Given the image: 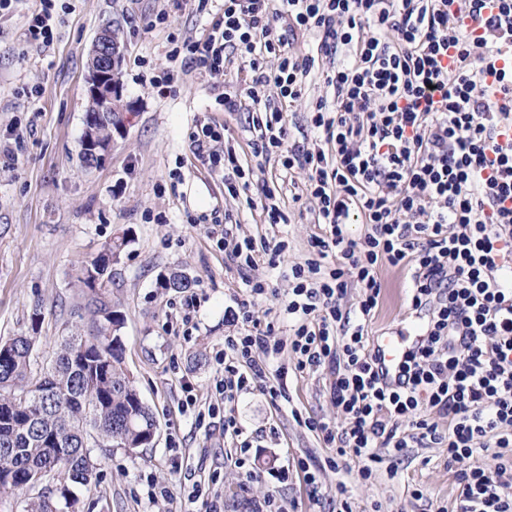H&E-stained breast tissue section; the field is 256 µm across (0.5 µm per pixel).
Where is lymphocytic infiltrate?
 <instances>
[{
    "label": "lymphocytic infiltrate",
    "instance_id": "f902f5d3",
    "mask_svg": "<svg viewBox=\"0 0 512 512\" xmlns=\"http://www.w3.org/2000/svg\"><path fill=\"white\" fill-rule=\"evenodd\" d=\"M484 32L467 36L451 22L455 5ZM224 0L205 38L170 36L172 58L187 68L223 72L244 59L247 74L224 92L228 112L252 113L260 135L254 156L305 170L302 192L325 236L289 270L285 311L292 336L274 341V323L250 330L252 299L268 285L248 282L238 304V336L217 351L215 388L234 403L268 373L267 356L291 352L296 370L333 369L329 395L344 423L333 430L306 417L304 427L350 454L370 478L381 453L434 445L448 451L458 480V512H512V139L499 120L512 114V70L494 53L512 42V0ZM317 36V53L297 52L298 33ZM458 68H448L449 54ZM331 61L320 69L317 58ZM333 90L313 109V145L293 144L285 107L305 94L307 78ZM224 128L207 121L188 135L202 164L225 169L236 195L244 170ZM367 224L363 238L346 226ZM218 244L240 269L256 250L278 259L286 241L255 245L221 230ZM408 270L411 310L429 314V337L403 362L399 384L381 383L364 324L379 305L382 267ZM361 293L353 312L341 300ZM447 427H440V420ZM494 451L495 473L477 465Z\"/></svg>",
    "mask_w": 512,
    "mask_h": 512
}]
</instances>
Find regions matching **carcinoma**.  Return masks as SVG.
Wrapping results in <instances>:
<instances>
[{
    "mask_svg": "<svg viewBox=\"0 0 512 512\" xmlns=\"http://www.w3.org/2000/svg\"><path fill=\"white\" fill-rule=\"evenodd\" d=\"M127 244L126 235L114 237L105 252L84 267L92 325L86 333L64 340L46 372L30 370L38 337L0 341V349L7 351L0 357V495L26 488L31 473L41 480L52 473L60 476L59 488H43L26 512H63L62 503L75 497L74 490L92 487L102 465L90 455L92 437L134 450L148 444V434L158 429L123 367L116 336L120 318L92 282L103 278L112 255Z\"/></svg>",
    "mask_w": 512,
    "mask_h": 512,
    "instance_id": "cac0c4a2",
    "label": "carcinoma"
}]
</instances>
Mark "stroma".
Here are the masks:
<instances>
[{
  "instance_id": "1",
  "label": "stroma",
  "mask_w": 512,
  "mask_h": 512,
  "mask_svg": "<svg viewBox=\"0 0 512 512\" xmlns=\"http://www.w3.org/2000/svg\"><path fill=\"white\" fill-rule=\"evenodd\" d=\"M71 11L55 21V40L42 49L28 42L34 0H14L0 12V138L21 128L14 155L0 154V340L27 333L34 308L43 321L31 369L50 368L64 336L87 331L89 291L81 268L103 253L113 237L129 243L113 261L102 286L123 320L119 331L124 366L158 421L155 440L128 450L104 443L90 454L102 461L91 490L80 492L76 512H205V498H192L194 485L217 490L223 512H258L268 495L287 502L290 512H341L337 484H345L352 512H454L456 478L444 448H411L374 465L362 479L352 455L337 456L321 436L300 424L314 416L338 427L342 417L331 402L329 367L299 372L289 354L276 364L283 378L269 376L234 403L242 434L219 421L198 426L196 411L217 405L216 352L225 336L240 331L228 315L245 299L244 278L262 279L270 290L251 306L254 320L279 322L290 333L284 311L288 269L309 254L323 236L309 204L294 202L305 172L277 159L254 156L247 113L221 111L225 88L244 78L240 59L224 72L208 74L171 60L169 34L203 38L224 0H209L204 11L175 0H70ZM165 24L150 27L158 12ZM123 33L120 63L122 101L130 116L112 133V147L94 168L78 159L88 103L86 76L92 48L107 25ZM170 73L172 86L160 94L141 81L146 73ZM224 125L248 183L237 196L224 188L225 171L203 166L188 146V133L203 121ZM269 186L287 217L265 221L260 202ZM229 214L239 237L254 242L287 237L278 268L258 254L241 274L216 244L211 213ZM179 273L197 296V328L177 332L184 293L162 287ZM379 306L365 324L368 344L412 319L403 273L381 271ZM284 381L285 395L272 399L270 386ZM194 396L195 409L184 406ZM253 448L245 467H236L241 440ZM309 462L315 484H307L298 461Z\"/></svg>"
}]
</instances>
